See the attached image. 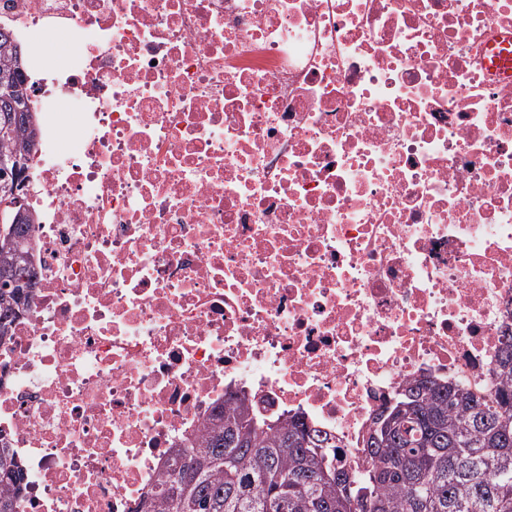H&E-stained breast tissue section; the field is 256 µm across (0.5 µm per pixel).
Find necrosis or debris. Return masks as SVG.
Listing matches in <instances>:
<instances>
[{"instance_id":"4bbe7bcc","label":"necrosis or debris","mask_w":512,"mask_h":512,"mask_svg":"<svg viewBox=\"0 0 512 512\" xmlns=\"http://www.w3.org/2000/svg\"><path fill=\"white\" fill-rule=\"evenodd\" d=\"M71 31L30 103L36 285L0 344L18 512H140L232 394L356 472L410 382L489 392L512 0H0L11 40Z\"/></svg>"}]
</instances>
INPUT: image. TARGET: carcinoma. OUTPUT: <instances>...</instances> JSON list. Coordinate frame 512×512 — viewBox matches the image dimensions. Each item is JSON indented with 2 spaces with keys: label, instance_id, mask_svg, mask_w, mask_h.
Instances as JSON below:
<instances>
[{
  "label": "carcinoma",
  "instance_id": "carcinoma-1",
  "mask_svg": "<svg viewBox=\"0 0 512 512\" xmlns=\"http://www.w3.org/2000/svg\"><path fill=\"white\" fill-rule=\"evenodd\" d=\"M24 63L0 34L1 155L36 133ZM30 223L0 239V343L28 309ZM501 380L487 395L422 380L376 413L362 474L336 467L339 445L299 417L259 421L241 396L179 450L143 512H512V335L498 348ZM22 475L0 447V512H16Z\"/></svg>",
  "mask_w": 512,
  "mask_h": 512
}]
</instances>
